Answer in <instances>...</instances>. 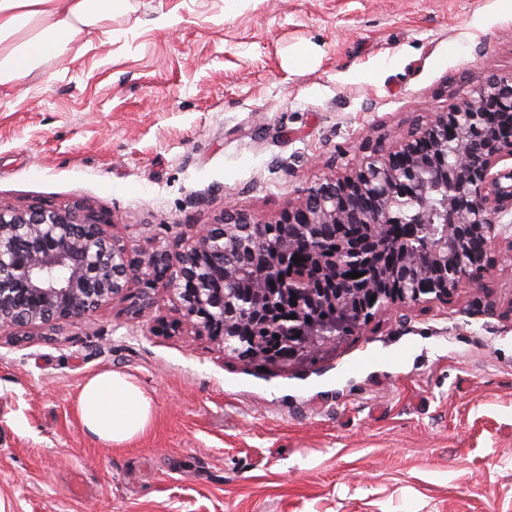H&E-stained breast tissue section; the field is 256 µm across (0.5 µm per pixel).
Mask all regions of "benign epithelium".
Segmentation results:
<instances>
[{"instance_id":"obj_1","label":"benign epithelium","mask_w":512,"mask_h":512,"mask_svg":"<svg viewBox=\"0 0 512 512\" xmlns=\"http://www.w3.org/2000/svg\"><path fill=\"white\" fill-rule=\"evenodd\" d=\"M512 77L489 75L461 100L391 142L371 141L346 174L325 175L300 192L273 224L227 207L194 240L179 235L138 252L110 233V218L88 204L0 205V329H59L102 307L153 303L166 290L182 316L160 327L218 341L230 357L288 367L333 349L379 311L448 301L493 269L491 252L512 254ZM445 237L417 247L424 224ZM257 232L283 264L246 246ZM383 254L380 290L341 276ZM304 261L295 263L293 257ZM264 284L247 295L224 282ZM336 304L321 320L319 302ZM288 341V356L265 341Z\"/></svg>"}]
</instances>
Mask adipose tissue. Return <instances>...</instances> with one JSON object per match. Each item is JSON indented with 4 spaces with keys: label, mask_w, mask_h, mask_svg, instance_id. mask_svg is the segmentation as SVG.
<instances>
[{
    "label": "adipose tissue",
    "mask_w": 512,
    "mask_h": 512,
    "mask_svg": "<svg viewBox=\"0 0 512 512\" xmlns=\"http://www.w3.org/2000/svg\"><path fill=\"white\" fill-rule=\"evenodd\" d=\"M121 0H0V90L43 72L86 28H104ZM85 432L105 444L142 435L151 396L130 375L105 370L87 377L76 398Z\"/></svg>",
    "instance_id": "1"
}]
</instances>
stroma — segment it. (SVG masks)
I'll return each instance as SVG.
<instances>
[{
  "mask_svg": "<svg viewBox=\"0 0 512 512\" xmlns=\"http://www.w3.org/2000/svg\"><path fill=\"white\" fill-rule=\"evenodd\" d=\"M492 72L512 75V0H128L0 94V203H90L137 249L228 205L274 222ZM155 297L148 322L117 303L0 335V512H512L508 257L288 371L152 333L178 315ZM110 369L153 398L120 446L75 412Z\"/></svg>",
  "mask_w": 512,
  "mask_h": 512,
  "instance_id": "stroma-1",
  "label": "stroma"
}]
</instances>
